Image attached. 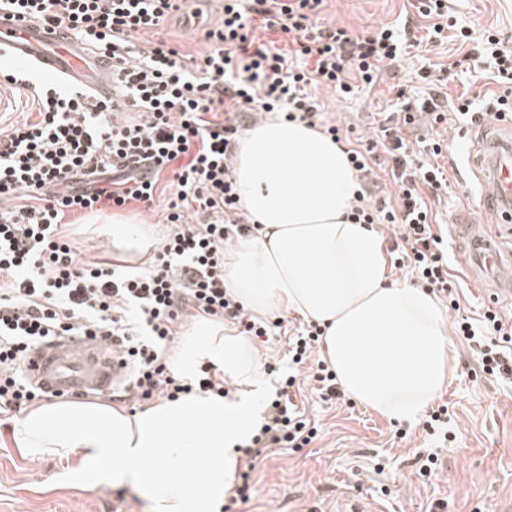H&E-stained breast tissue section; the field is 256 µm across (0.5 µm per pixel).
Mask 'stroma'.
Wrapping results in <instances>:
<instances>
[{
  "label": "stroma",
  "mask_w": 512,
  "mask_h": 512,
  "mask_svg": "<svg viewBox=\"0 0 512 512\" xmlns=\"http://www.w3.org/2000/svg\"><path fill=\"white\" fill-rule=\"evenodd\" d=\"M451 5L458 21L472 28L474 40L488 29L512 39V0H452ZM191 14L199 17V27H190ZM323 16L358 32L406 24L419 40L385 68L376 85L353 99L321 91L327 121L369 132L377 127L381 113L393 111L399 91L452 100L463 95L477 101L497 88L472 57L471 43L426 41L432 21L417 14L412 0H328ZM221 19L220 0H190L186 14L173 17L163 34L184 53L194 54L203 47L200 26ZM424 72L429 73V82L420 81ZM479 134L476 125L461 135L453 129L447 133L456 146L443 159L448 192L430 202L439 224L455 215L478 224L492 221L480 210L483 169L469 158ZM116 218L149 227L160 241L170 229L160 196L148 209L135 202L115 216L107 212L79 220L67 232L82 259L120 264L118 250L100 234ZM468 247L463 238L448 242L449 280L460 306L440 305L445 323H452L458 313L474 316L489 308L502 318L512 317V306L492 304L488 291L464 264L462 255ZM264 316L281 321L282 327L255 347L257 361L287 362L288 339L304 319L275 305ZM451 341L454 370L448 386L435 398L436 403L447 404L450 414L446 446L426 434L422 418L386 416L352 398L343 404L324 399L317 384L303 376L295 402L315 421L316 438L299 450L275 447L257 462L251 474L254 495L248 502L231 504L228 512H499L512 497V381L483 375L465 339L455 335ZM11 425L0 415V512H149L148 503L131 486L85 483L75 476L73 462L64 459L23 458L10 439ZM400 428L406 429V437H396ZM430 452L438 453L442 466L427 476L419 473L414 459Z\"/></svg>",
  "instance_id": "obj_1"
}]
</instances>
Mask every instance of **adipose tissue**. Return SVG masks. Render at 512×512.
I'll return each mask as SVG.
<instances>
[{"mask_svg":"<svg viewBox=\"0 0 512 512\" xmlns=\"http://www.w3.org/2000/svg\"><path fill=\"white\" fill-rule=\"evenodd\" d=\"M234 176L258 232L236 237L224 272L256 313L273 303L320 324V351L342 389L385 415L414 416L452 375L453 349L434 300L391 276L383 238L352 223L354 171L338 144L282 118L248 131ZM192 376L211 364L242 386L238 400L188 394L131 416L107 403H48L19 419L31 461H78L92 483H132L151 512H211L236 471L257 372L234 330L197 323L174 355Z\"/></svg>","mask_w":512,"mask_h":512,"instance_id":"obj_1","label":"adipose tissue"}]
</instances>
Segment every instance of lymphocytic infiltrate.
Wrapping results in <instances>:
<instances>
[{"label":"lymphocytic infiltrate","instance_id":"1","mask_svg":"<svg viewBox=\"0 0 512 512\" xmlns=\"http://www.w3.org/2000/svg\"><path fill=\"white\" fill-rule=\"evenodd\" d=\"M433 18L429 41L453 31L471 41L448 0H418ZM325 0H224L221 23L203 34L205 48L191 60L158 33L187 0H0L21 18L66 29L70 36L112 58L119 90L136 118L123 119L111 104L89 102L84 90L35 84L24 71L8 83L30 91L36 121L0 131V410L22 411L46 400L21 372L26 352L58 336H86L116 345L133 364L138 402L176 400L197 393L227 397L223 378L202 368L176 375L168 350L188 312L241 326L247 336L269 335L272 324L255 321L224 279V245L251 232L232 172L245 118L275 112L288 121L313 122L323 105L313 90L324 86L342 99L374 85L384 64L397 60L409 30L394 25L358 32L320 23ZM278 34L259 42L255 31ZM499 92L484 106L466 97L407 95L379 125L377 137L351 138L335 125L320 133L339 144L359 188L350 214L356 224L400 229L390 258L417 287L453 299L448 256L437 234L427 195L448 187L440 160L443 139L409 141L416 120L436 125L485 118L512 123V45L486 31L475 46ZM384 164L395 196L371 193L376 164ZM172 173L166 220L170 232L153 266L132 272L105 261L81 259L68 242L67 215L102 206L123 210L135 201L153 204L160 178ZM484 374L512 377V324L488 311L459 315L453 323ZM323 330L310 323L293 333L288 357L309 367L328 398H340L336 373L312 361ZM264 418L237 450V484L250 497V474L272 446L300 449L317 434L292 399L297 377L277 372Z\"/></svg>","mask_w":512,"mask_h":512}]
</instances>
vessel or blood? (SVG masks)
Listing matches in <instances>:
<instances>
[{
  "label": "vessel or blood",
  "instance_id": "1",
  "mask_svg": "<svg viewBox=\"0 0 512 512\" xmlns=\"http://www.w3.org/2000/svg\"><path fill=\"white\" fill-rule=\"evenodd\" d=\"M30 67L116 101L112 61L70 39L60 28L22 22L0 15V58ZM477 164L485 169L483 207L512 235V142L494 136L482 139ZM451 236L469 243L471 267L491 286L493 301L512 302V271L507 270L498 235L475 224H450ZM27 380L50 394L108 393L127 376L125 363L113 347L79 336H63L32 348L25 356Z\"/></svg>",
  "mask_w": 512,
  "mask_h": 512
}]
</instances>
